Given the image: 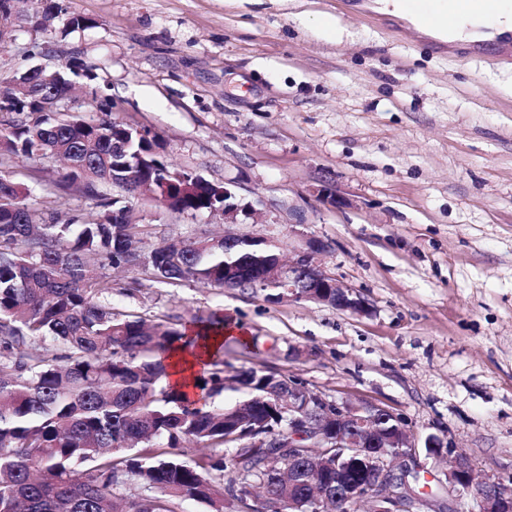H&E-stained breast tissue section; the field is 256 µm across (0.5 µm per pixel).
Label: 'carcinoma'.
I'll return each instance as SVG.
<instances>
[{"instance_id":"obj_1","label":"carcinoma","mask_w":512,"mask_h":512,"mask_svg":"<svg viewBox=\"0 0 512 512\" xmlns=\"http://www.w3.org/2000/svg\"><path fill=\"white\" fill-rule=\"evenodd\" d=\"M63 8L47 0L32 21L45 30ZM29 91L13 87L0 97V512H180L186 499L210 512H294L316 490L312 469L283 477L272 466L278 448H256L246 435L257 425L284 434V417L271 393L288 389V377L249 369L229 377L216 361L198 378L210 402L200 406L167 381L163 355L185 334L146 319L112 312V279L90 274V260L111 268H142L160 283L194 281L224 286V268L250 264L244 247L224 238L172 240L149 252L135 247L136 224L112 223V198L98 191L112 184V164L136 179L172 180L182 170L159 153V143L112 119L73 125L28 112L43 90L65 96L62 76H17ZM35 163L46 157L68 171L45 181L58 195L82 184L98 217L82 223L79 206L36 223L28 188L12 180L13 157ZM173 205L183 213L213 208L204 188ZM245 396L226 405L227 390ZM186 443L229 446L224 456L192 461L163 450ZM224 473L215 483L204 473ZM259 483L255 504L240 480ZM119 489L126 494L116 497Z\"/></svg>"}]
</instances>
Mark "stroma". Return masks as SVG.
Returning <instances> with one entry per match:
<instances>
[{"instance_id": "35a3bbf8", "label": "stroma", "mask_w": 512, "mask_h": 512, "mask_svg": "<svg viewBox=\"0 0 512 512\" xmlns=\"http://www.w3.org/2000/svg\"><path fill=\"white\" fill-rule=\"evenodd\" d=\"M89 28L34 30L20 0L0 82L30 67L86 68L75 95L156 135L166 160L231 183L257 224L171 215L133 201L140 247L224 233L280 254L323 242L320 263L357 289V314L151 272H114L112 310L181 330L219 315L224 371L288 375L373 402L512 477V63L448 52L373 0H61ZM59 164L19 158L32 186ZM32 210L63 209L35 191Z\"/></svg>"}]
</instances>
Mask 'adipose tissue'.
I'll list each match as a JSON object with an SVG mask.
<instances>
[{
    "label": "adipose tissue",
    "mask_w": 512,
    "mask_h": 512,
    "mask_svg": "<svg viewBox=\"0 0 512 512\" xmlns=\"http://www.w3.org/2000/svg\"><path fill=\"white\" fill-rule=\"evenodd\" d=\"M484 13L460 17L453 29L428 28V35L451 43H484L495 46L512 35V0H486ZM224 342L223 330H203L191 347L176 346L169 354V382L178 390L192 392L194 377L203 362Z\"/></svg>",
    "instance_id": "obj_1"
}]
</instances>
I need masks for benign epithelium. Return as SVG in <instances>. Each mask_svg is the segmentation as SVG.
Returning a JSON list of instances; mask_svg holds the SVG:
<instances>
[{"instance_id":"7a95c632","label":"benign epithelium","mask_w":512,"mask_h":512,"mask_svg":"<svg viewBox=\"0 0 512 512\" xmlns=\"http://www.w3.org/2000/svg\"><path fill=\"white\" fill-rule=\"evenodd\" d=\"M16 14L10 10L0 13V45L11 39ZM82 102L64 99L47 93L39 97L38 112L58 118V115L78 112ZM216 195L224 200V223L242 224L258 214L251 202L239 197L229 184L210 183ZM325 245L309 239L295 250L284 269L278 295L321 303L339 310L364 313L367 302L357 291L341 285L320 265L319 255ZM254 273L250 267L233 266L224 270V287L249 279ZM310 283L312 291L297 292L298 278ZM386 408L364 403L358 406L332 400L321 392L311 398L301 383L288 384V439L271 444L273 448H286L282 462L288 466L312 449L333 458L336 468V487H347L355 494L362 493L374 505L373 512H512V498L497 495L494 489L504 484L498 476L477 473L466 455L443 448V442L429 436L424 441L425 455L434 457L446 450L453 455L451 465L440 482L444 494L438 498L418 494L395 481V476L406 472L412 464L423 465L414 437L408 433L402 418L395 415L396 429L387 437L386 445L377 448L367 435L368 416L384 413Z\"/></svg>"}]
</instances>
